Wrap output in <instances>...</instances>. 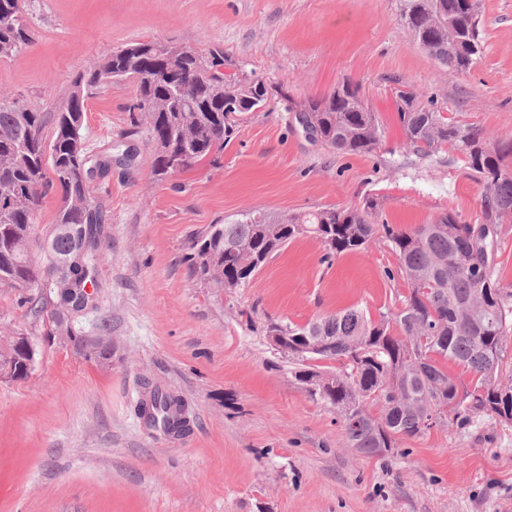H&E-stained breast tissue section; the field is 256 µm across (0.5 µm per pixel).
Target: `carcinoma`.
<instances>
[{"mask_svg": "<svg viewBox=\"0 0 512 512\" xmlns=\"http://www.w3.org/2000/svg\"><path fill=\"white\" fill-rule=\"evenodd\" d=\"M482 0H404L401 17L413 36L437 50L434 59L458 72L481 53ZM458 39L441 44L447 23ZM33 43L25 0H0V60L11 59ZM224 53L203 56L176 42L138 40L113 50L96 68L81 73L63 102L51 112L31 109L23 99L0 93V287L20 291L19 303L37 319H47L51 336L72 335L69 315L89 300L85 291L102 259L98 247L102 205L80 181L87 164L83 129L87 89L103 80H132L148 138L154 146L152 173L164 179L221 153L248 115L268 104L267 83L230 79ZM404 107L397 121L405 148L431 158L448 149L464 169L484 181L481 222L486 240L459 214H438L428 224L398 229L376 224L379 201L359 207L318 208L273 219L245 211L224 224H211L191 240L187 260L197 279L229 292L250 280L291 241L308 234L324 246L321 262L366 252L383 233L397 258L388 279L404 281L401 306L378 319L359 308L330 313L304 324L268 320L264 335L278 331L285 348L311 347L301 358L285 352L288 372L309 395L336 410L345 447L369 457H395L398 441L435 427L477 424L483 418L512 422V287L493 275L503 225L512 224V139L483 150L484 133L440 112L434 99L400 93ZM295 123L312 131V141L338 152L365 154L383 141L386 127L349 81L337 91L300 105ZM53 124V137L43 130ZM57 188L61 204L39 263L32 257V224L44 193ZM46 285L48 296L24 295ZM0 361L17 378L26 372L25 342L8 339ZM457 367L461 378L449 371ZM381 405L380 415L370 405ZM184 402L152 385L137 405L146 426L164 435L185 429Z\"/></svg>", "mask_w": 512, "mask_h": 512, "instance_id": "carcinoma-1", "label": "carcinoma"}]
</instances>
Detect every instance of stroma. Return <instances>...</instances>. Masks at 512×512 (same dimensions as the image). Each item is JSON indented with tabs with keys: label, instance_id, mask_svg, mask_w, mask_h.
Here are the masks:
<instances>
[{
	"label": "stroma",
	"instance_id": "stroma-1",
	"mask_svg": "<svg viewBox=\"0 0 512 512\" xmlns=\"http://www.w3.org/2000/svg\"><path fill=\"white\" fill-rule=\"evenodd\" d=\"M402 0H35L31 47L0 61V92L53 111L74 76L135 40L223 51L224 71L283 87L253 113L217 163L168 179L128 81L85 105L91 183L105 221L95 298L75 319L108 335L107 363L46 340L40 321L0 288V335L36 343L27 379L0 381V512H512V423L433 428L400 440L390 463L344 446L333 408L313 400L261 333L350 307H398L403 282L384 240L321 264L306 236L243 288L202 286L186 254L193 235L246 210L272 215L380 202L377 223L411 228L453 211L478 223L484 184L458 155L422 160L402 147L394 100L413 90L445 116L512 137V0H484V45L465 72L441 66L400 18ZM359 83L386 137L339 154L308 141L290 109ZM134 154L125 161L124 150ZM187 403L186 438L145 426L143 381Z\"/></svg>",
	"mask_w": 512,
	"mask_h": 512
}]
</instances>
